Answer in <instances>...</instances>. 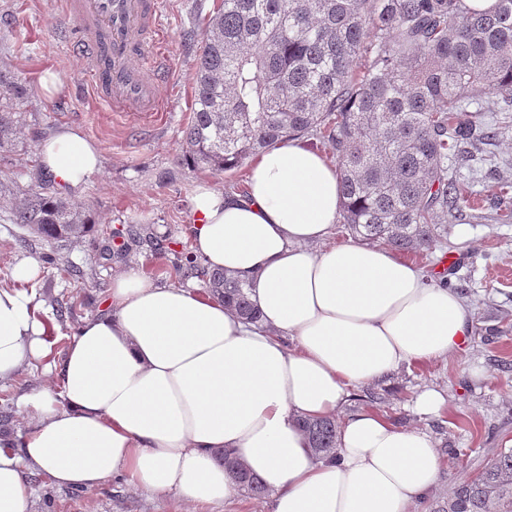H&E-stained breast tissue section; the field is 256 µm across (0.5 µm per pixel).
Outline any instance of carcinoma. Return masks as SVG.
<instances>
[{
  "instance_id": "obj_1",
  "label": "carcinoma",
  "mask_w": 512,
  "mask_h": 512,
  "mask_svg": "<svg viewBox=\"0 0 512 512\" xmlns=\"http://www.w3.org/2000/svg\"><path fill=\"white\" fill-rule=\"evenodd\" d=\"M194 108L178 162L235 172L289 139L336 152L342 219L352 235L420 255L448 214L468 202L448 156L493 136L469 115L512 107V0L476 12L463 0H222L202 31ZM21 99L27 86L0 75ZM0 111V147L17 130ZM10 220L47 245L81 241L94 220L81 204L29 189ZM174 270L198 279L242 318L260 313L246 284L184 254ZM311 451L336 448L331 417L299 419ZM221 458L240 489L266 487L237 459ZM439 512H512V449L455 485Z\"/></svg>"
}]
</instances>
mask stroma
I'll list each match as a JSON object with an SVG mask.
<instances>
[{"instance_id": "stroma-1", "label": "stroma", "mask_w": 512, "mask_h": 512, "mask_svg": "<svg viewBox=\"0 0 512 512\" xmlns=\"http://www.w3.org/2000/svg\"><path fill=\"white\" fill-rule=\"evenodd\" d=\"M221 0H166L163 46L171 98L156 117H139L101 108L82 75L84 61L69 38L74 21L62 0H0V74L22 81L26 97L10 101L19 129L12 146L0 149V181L21 189L35 185L41 140L54 129H79L97 146L101 168L70 198L88 207L95 226L83 241L50 246L21 241L19 225L0 205V284L12 282L11 265L20 257L41 261L36 300L55 324V355H62L68 333L104 310L113 272L134 268L165 284L178 283L174 253L191 249L192 198L199 184L224 190L238 182L235 173L217 175L200 168H180L183 131L193 107V74L202 22ZM57 76L54 94L43 95L44 73ZM493 140L470 154L453 157L448 171L471 192L476 205L449 219L441 242L420 258L434 270L441 256H453L445 276L456 285L473 312L472 332L464 345L430 363L402 366L382 382L357 390L350 412L373 409L393 424L415 425L435 440L442 455L443 480L420 512L446 502L454 485L478 474L503 450L512 448V193L499 196L497 185L512 183V112H480ZM142 241L125 257L105 260V244L119 245L129 233ZM74 301L73 314L59 316L58 305ZM42 365L24 368L0 384V411L10 428L25 426L15 401L40 387ZM433 387L443 392L440 416L419 417L412 409L416 394ZM35 490L33 512H190L171 496H152L113 479L87 492L51 486L44 474L30 475Z\"/></svg>"}]
</instances>
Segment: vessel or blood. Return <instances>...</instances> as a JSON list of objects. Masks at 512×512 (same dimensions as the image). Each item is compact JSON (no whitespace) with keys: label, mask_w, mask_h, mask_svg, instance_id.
Masks as SVG:
<instances>
[{"label":"vessel or blood","mask_w":512,"mask_h":512,"mask_svg":"<svg viewBox=\"0 0 512 512\" xmlns=\"http://www.w3.org/2000/svg\"><path fill=\"white\" fill-rule=\"evenodd\" d=\"M78 26L71 47L85 61L96 100L115 112L163 111L165 0H65Z\"/></svg>","instance_id":"b4317fda"}]
</instances>
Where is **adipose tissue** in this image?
<instances>
[{
  "label": "adipose tissue",
  "instance_id": "obj_1",
  "mask_svg": "<svg viewBox=\"0 0 512 512\" xmlns=\"http://www.w3.org/2000/svg\"><path fill=\"white\" fill-rule=\"evenodd\" d=\"M39 154L73 192L100 164L69 127ZM341 202L335 164L297 140L256 158L245 193L198 186L193 249L251 285L259 325L192 284L114 273L105 312L68 340L54 383L20 399L24 433H0V512H31L33 472L84 491L122 476L206 512L238 492L219 450L272 491L270 512H415L441 484L433 437L342 408L401 366L458 350L471 309L385 246L331 243ZM40 274L21 258L0 287V382L51 355ZM301 416L337 418L333 455L312 454Z\"/></svg>",
  "mask_w": 512,
  "mask_h": 512
}]
</instances>
